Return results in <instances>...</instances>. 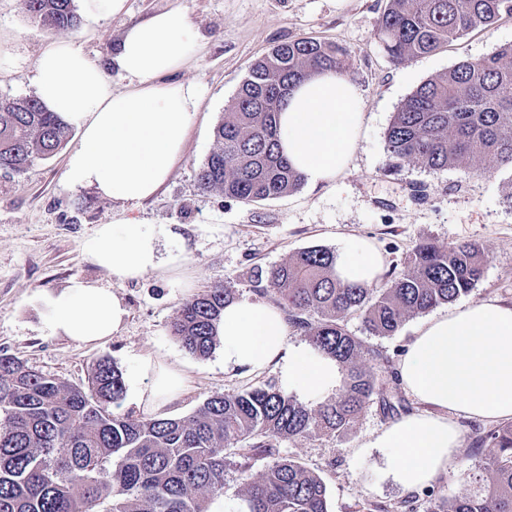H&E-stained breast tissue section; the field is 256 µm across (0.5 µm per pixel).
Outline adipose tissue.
<instances>
[{
  "instance_id": "obj_1",
  "label": "adipose tissue",
  "mask_w": 512,
  "mask_h": 512,
  "mask_svg": "<svg viewBox=\"0 0 512 512\" xmlns=\"http://www.w3.org/2000/svg\"><path fill=\"white\" fill-rule=\"evenodd\" d=\"M198 40L194 25L177 10L127 28L113 58L129 81L123 91L113 90L73 44H53L37 60V99L80 137L67 157V186L95 188L114 204L111 223L98 225L83 252L121 282L148 274L174 277L185 264L184 250L160 249L161 238L175 235L170 225L148 224L129 216L127 207L154 196L184 152L202 93L195 83L168 77ZM364 120L361 93L347 76L314 75L288 94L279 116L281 151L309 183L333 182L346 168ZM381 268L379 254L363 238L348 239L336 260L342 280L368 286L377 283ZM41 303L50 335L83 345L110 338L128 317L112 289L77 277ZM220 335L225 372L274 370L287 393L308 403L340 385L336 360L290 343L276 304L247 297L227 303ZM398 373L429 411L402 417L372 445L384 449L393 480L413 490L448 471L461 441L450 413L512 419V306L487 301L431 317L411 339ZM126 385L130 403L160 417L189 392L191 377L164 355H145L136 359Z\"/></svg>"
}]
</instances>
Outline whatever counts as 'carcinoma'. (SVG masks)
I'll return each instance as SVG.
<instances>
[{
  "mask_svg": "<svg viewBox=\"0 0 512 512\" xmlns=\"http://www.w3.org/2000/svg\"><path fill=\"white\" fill-rule=\"evenodd\" d=\"M48 29L78 25L74 0H22ZM512 17V0H388L378 38L395 62L437 51L479 28ZM349 52L312 39L282 42L250 68L214 130L217 148L199 167L202 189L251 203L288 196L305 178L277 149L286 94L315 72L345 75ZM70 128L34 97H0V169L21 172L58 153ZM394 166L464 173L487 164L512 173V44L463 60L421 84L394 113L386 134ZM488 255L477 243L443 250L424 242L381 288L336 276V253L304 248L254 274L253 292L287 314L289 328L336 359V394L302 403L270 382L209 396L184 419L112 411L123 399L121 370L108 358L90 366L87 384L69 385L0 354V512H208L224 472L258 456L275 461L245 489V512H329L327 487L277 444L298 436H342L374 400L397 408L388 381L367 364L347 327L357 317L374 336H393L414 316L454 301L481 280ZM233 290L216 285L185 301L170 325L175 341L205 358L219 339ZM489 473L476 490L426 494V512H512V422L475 440ZM233 448L237 461L225 449Z\"/></svg>",
  "mask_w": 512,
  "mask_h": 512,
  "instance_id": "carcinoma-1",
  "label": "carcinoma"
}]
</instances>
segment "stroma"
<instances>
[{
  "label": "stroma",
  "instance_id": "1",
  "mask_svg": "<svg viewBox=\"0 0 512 512\" xmlns=\"http://www.w3.org/2000/svg\"><path fill=\"white\" fill-rule=\"evenodd\" d=\"M387 0H127L123 13L100 18L76 0L81 23L75 29L47 30L35 24L21 0H0V37L9 39L15 61L0 64V96L30 97L37 58L49 45L68 41L101 67L113 89L128 81L112 57L126 29L168 10L185 13L201 38L194 55L175 72L179 82L202 89L199 110L190 127L184 154L168 182L151 200L130 207V215L151 224H169L178 238L165 239L161 250H186L184 277L196 291L215 284L233 288L236 298L252 296L255 267L270 268L311 246L340 250L344 240H368L380 254L383 274H397L405 256L422 241L439 246L476 242L488 263L479 283L458 297V304L496 300L512 304V182L488 168L471 174L429 171L411 165L390 170L386 130L394 112L420 84L443 74L463 59L476 60L512 44V17L478 29L441 50L402 63L392 62L377 36ZM302 38L332 42L351 54L349 78L363 97L366 121L346 169L335 182L309 183L277 199L244 204L219 191L202 192L196 173L215 149L214 129L235 97L250 66L271 47ZM67 150L35 161L21 173L0 170V351L24 360L32 370L72 385L86 383L91 364L101 358L129 372L137 357L170 354L192 379L189 393L172 409L175 418L193 415L215 393L231 394L265 383H279L275 371L259 375L225 372L221 349L200 359L185 351L170 333L178 307L191 293L156 275L120 282L89 262L84 240L112 220V202L94 189L64 185ZM425 197L415 200L413 190ZM112 289L125 303L124 327L94 346L49 335L43 294L60 290L72 277ZM194 290V291H195ZM423 316L406 320L396 335L377 337L360 319L349 330L387 362L378 371L390 378L400 415L425 407L396 382V369ZM461 431L453 469L484 473L472 449L477 436L495 428L492 420L453 417ZM391 420L370 405L347 435L307 436L280 444L282 456L321 475L327 485L329 512H357L370 501L396 504L415 499L419 512L427 502L423 490H406L384 472V452L372 447ZM252 460L250 469L229 468L224 491L211 498L209 512H244V491L270 465Z\"/></svg>",
  "mask_w": 512,
  "mask_h": 512
}]
</instances>
